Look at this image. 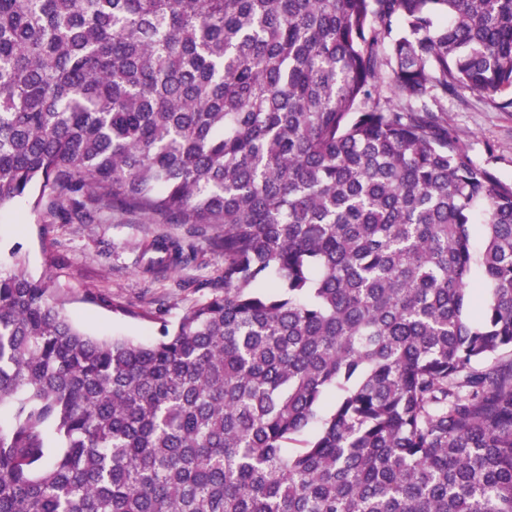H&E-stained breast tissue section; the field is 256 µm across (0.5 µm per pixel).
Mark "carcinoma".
<instances>
[{"label":"carcinoma","instance_id":"carcinoma-1","mask_svg":"<svg viewBox=\"0 0 512 512\" xmlns=\"http://www.w3.org/2000/svg\"><path fill=\"white\" fill-rule=\"evenodd\" d=\"M466 89L512 110V0H0V208L224 254L132 340L12 251L0 512H512V183ZM445 105L448 126L472 160L512 181V112L491 109L469 91L448 95Z\"/></svg>","mask_w":512,"mask_h":512}]
</instances>
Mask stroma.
I'll use <instances>...</instances> for the list:
<instances>
[{"instance_id":"1","label":"stroma","mask_w":512,"mask_h":512,"mask_svg":"<svg viewBox=\"0 0 512 512\" xmlns=\"http://www.w3.org/2000/svg\"><path fill=\"white\" fill-rule=\"evenodd\" d=\"M446 106L448 125L472 160L512 181V112L491 109L469 91L449 96ZM162 237L180 241L189 260L176 272L143 276L135 246ZM16 247L35 277L45 272L50 255L63 260L54 275L64 287L65 308L81 328L98 336L145 339L161 320L178 319L197 299L223 288L224 259L209 238L132 212L103 213L87 224L48 225L33 211L31 199H20L0 209V259ZM94 294L108 296L110 305L91 302ZM115 302L123 312L112 311Z\"/></svg>"}]
</instances>
